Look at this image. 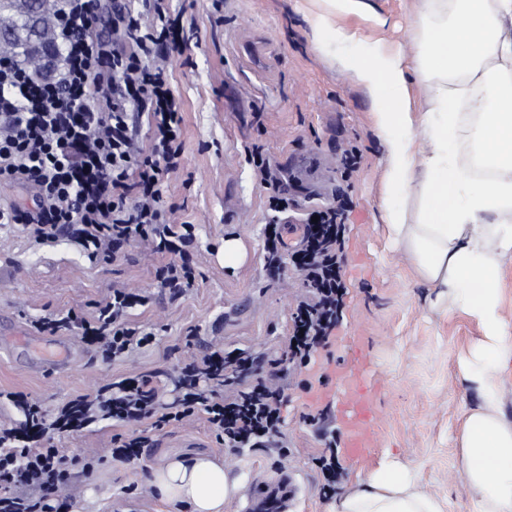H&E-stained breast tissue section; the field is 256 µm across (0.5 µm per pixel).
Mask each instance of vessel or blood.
Listing matches in <instances>:
<instances>
[{
  "label": "vessel or blood",
  "mask_w": 512,
  "mask_h": 512,
  "mask_svg": "<svg viewBox=\"0 0 512 512\" xmlns=\"http://www.w3.org/2000/svg\"><path fill=\"white\" fill-rule=\"evenodd\" d=\"M374 392V375L365 354L353 351L341 368L338 397L342 406L344 447L355 461L364 459L377 443L373 426ZM297 494L295 478L284 475L275 484L255 489L253 505L257 512H283L286 502L294 500Z\"/></svg>",
  "instance_id": "b4317fda"
}]
</instances>
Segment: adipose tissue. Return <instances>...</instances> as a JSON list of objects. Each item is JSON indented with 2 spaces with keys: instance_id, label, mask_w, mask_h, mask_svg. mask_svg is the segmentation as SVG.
Masks as SVG:
<instances>
[{
  "instance_id": "ef3b65f1",
  "label": "adipose tissue",
  "mask_w": 512,
  "mask_h": 512,
  "mask_svg": "<svg viewBox=\"0 0 512 512\" xmlns=\"http://www.w3.org/2000/svg\"><path fill=\"white\" fill-rule=\"evenodd\" d=\"M312 2L314 36L354 39L330 19L359 0ZM430 18L440 25L426 37L419 66L406 68L382 47L347 66L372 97L388 150L386 183L406 200L386 212L391 240L445 306L464 309L481 329L462 363L480 399L464 415L459 461L477 492L472 512H512V421L501 381L512 368V325L500 311V272L512 260V0H419L415 25ZM414 79L428 83L433 111L413 115ZM462 135L494 179H475L471 163H449ZM417 480L388 462L335 512H445L442 500L417 491ZM148 482L170 512H224L238 490L223 461L202 452L165 458Z\"/></svg>"
}]
</instances>
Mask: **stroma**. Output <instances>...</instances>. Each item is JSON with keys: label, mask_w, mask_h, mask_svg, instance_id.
Here are the masks:
<instances>
[{"label": "stroma", "mask_w": 512, "mask_h": 512, "mask_svg": "<svg viewBox=\"0 0 512 512\" xmlns=\"http://www.w3.org/2000/svg\"><path fill=\"white\" fill-rule=\"evenodd\" d=\"M173 6L185 12L183 42L171 66L182 103L183 155L179 171L166 179L165 202L174 209V223L196 226L195 281L178 294L157 287L155 269L168 257L148 241L102 264L67 239L40 246L20 227L0 229V316L10 319L0 326V426L26 420L7 400L10 392L26 394L50 414L106 384L143 377L169 403L179 394L183 363L213 349L241 351L264 366L282 361L304 290L290 257L276 271L265 263L267 194L245 154L256 143L298 202L282 215L288 246H296L310 208L338 199L347 204L341 322L308 366L284 364L282 423L270 447L226 449L201 412L182 423L151 418L134 425L99 415L85 428L54 435L49 445L66 458L70 475L60 488L71 503L68 512H168L147 482L148 470L167 455L197 451L223 459L239 480L224 512H247L252 489L285 472L301 487L290 512H331L338 497L389 460L416 471L418 490L447 500V512H471L474 492L457 460L464 413L479 399L459 363L480 328L462 311L437 305L436 289L388 240L385 210L403 199L385 189L387 153L371 98L340 64L344 57L371 58L383 44L415 66L423 39L411 24L416 0H361L358 11L333 19L355 32L356 41L319 44L305 19L309 0H173ZM353 146L361 163L347 175L340 160ZM229 237L247 250L235 268L222 258ZM126 287L147 297L127 320L153 333L149 345L114 358L77 331L49 334L46 343L65 344L75 355L58 369L42 365L38 350L17 337L51 314L71 310L93 318L106 294ZM351 344L375 372L378 441L360 462L339 453L342 478L335 496L326 498L314 464L322 447L309 419L321 413L339 429L340 405L326 393V373L346 361ZM116 435L143 436L148 443L137 459L116 462L104 453Z\"/></svg>", "instance_id": "stroma-1"}]
</instances>
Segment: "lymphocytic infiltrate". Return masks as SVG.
I'll return each mask as SVG.
<instances>
[{"instance_id": "obj_1", "label": "lymphocytic infiltrate", "mask_w": 512, "mask_h": 512, "mask_svg": "<svg viewBox=\"0 0 512 512\" xmlns=\"http://www.w3.org/2000/svg\"><path fill=\"white\" fill-rule=\"evenodd\" d=\"M183 33L170 0H61L57 37L61 61L52 79H33L13 59L0 58V182L32 189L30 204L0 205V224H19L37 243L67 236L93 261L110 262L128 245L149 241L170 261L156 271L158 287L173 292L194 281L192 224L171 222L164 204L165 175L182 162V104L172 96L169 67ZM152 131L142 140L140 123ZM303 226L293 264L308 288L292 314L287 354L307 365L326 347L342 315L344 230L335 208L319 210ZM135 289H113L94 320L71 313L40 319V331L80 329L88 342L120 356L151 342V334L126 321L144 304ZM253 360L213 351L186 364L180 397L161 402L149 380L125 378L95 399L70 400L51 424L28 420L25 430L0 427V512H58V487L67 477L58 449L29 450L46 429L83 428L99 413L136 424L156 416L182 421L205 412L231 450L270 443L281 422L276 373L251 375ZM236 387L232 400L205 382Z\"/></svg>"}]
</instances>
